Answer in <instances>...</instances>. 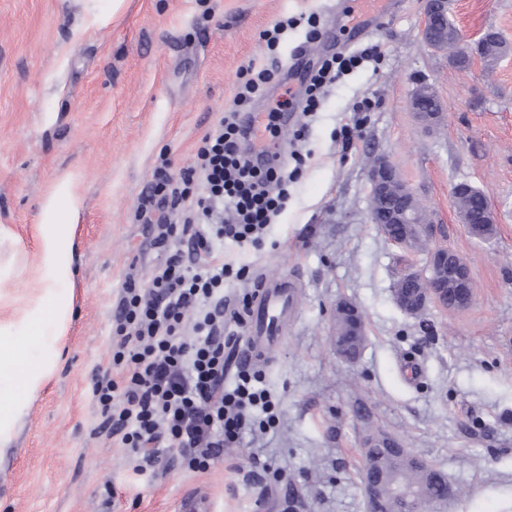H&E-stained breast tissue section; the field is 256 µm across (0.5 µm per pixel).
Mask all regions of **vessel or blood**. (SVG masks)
Segmentation results:
<instances>
[{
	"instance_id": "obj_1",
	"label": "vessel or blood",
	"mask_w": 512,
	"mask_h": 512,
	"mask_svg": "<svg viewBox=\"0 0 512 512\" xmlns=\"http://www.w3.org/2000/svg\"><path fill=\"white\" fill-rule=\"evenodd\" d=\"M295 305V290L286 279L260 278L247 314L248 336L241 349L244 361L254 364L269 358L283 341Z\"/></svg>"
}]
</instances>
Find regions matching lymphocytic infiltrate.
Here are the masks:
<instances>
[{
	"instance_id": "obj_1",
	"label": "lymphocytic infiltrate",
	"mask_w": 512,
	"mask_h": 512,
	"mask_svg": "<svg viewBox=\"0 0 512 512\" xmlns=\"http://www.w3.org/2000/svg\"><path fill=\"white\" fill-rule=\"evenodd\" d=\"M378 59L371 46L324 60L305 87L306 112L318 108L325 87L346 70ZM277 64H248L237 73L230 107L196 147L179 176L166 167L135 212L160 261L146 278L127 275L112 318L110 368L92 391L100 427L118 437L136 471L177 451L188 470L205 472L245 432L276 422L277 398L260 372L242 366L232 387L224 343V283L242 280L245 267L224 259V243L261 249L269 224L288 202L293 173L253 165L241 143L249 139L241 109L278 76Z\"/></svg>"
}]
</instances>
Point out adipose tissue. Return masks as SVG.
<instances>
[{
	"label": "adipose tissue",
	"mask_w": 512,
	"mask_h": 512,
	"mask_svg": "<svg viewBox=\"0 0 512 512\" xmlns=\"http://www.w3.org/2000/svg\"><path fill=\"white\" fill-rule=\"evenodd\" d=\"M82 199L70 176L59 177L41 203L37 246L29 259L0 262V281L34 278L39 290L15 299L0 290V460L15 447L27 410L58 368L72 309L63 297L74 274L73 235L61 233Z\"/></svg>",
	"instance_id": "ef3b65f1"
}]
</instances>
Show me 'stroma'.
I'll return each instance as SVG.
<instances>
[{"instance_id": "obj_1", "label": "stroma", "mask_w": 512, "mask_h": 512, "mask_svg": "<svg viewBox=\"0 0 512 512\" xmlns=\"http://www.w3.org/2000/svg\"><path fill=\"white\" fill-rule=\"evenodd\" d=\"M423 8L424 0H390L357 37L348 22L359 0H125L111 24L79 34L82 0H0V225L32 242L40 203L63 174L83 199L60 367L0 464V512H176L190 489L214 512H366L360 448L377 429L447 473L460 493L446 512H512V0H448L464 47L475 50L492 29L507 49L495 65L466 71L425 43ZM311 13L319 40L289 30L280 81L252 111L290 93L288 109L298 111L306 72L332 54L375 45L382 62L327 86L303 141L284 126L277 163L295 148L308 155L286 210L262 250L224 245L226 261L250 269L226 283L233 302H251L264 275L300 289L282 345L260 368L279 423L225 449L207 472L174 455L138 474L100 430L91 394L109 365L124 277L147 274L156 259L134 213L159 156L168 155L171 174L187 167L231 104L238 70L264 60L261 32ZM301 44L306 52L295 56ZM422 83L444 111L431 132L410 109ZM365 96L377 108L362 123L353 107ZM354 123L360 137L342 150L339 131ZM379 155L423 206L434 242L466 261L475 287L467 309L433 307L418 320L394 303L395 281L407 267L424 269L427 252H401L369 221L368 168ZM460 182L487 197L492 237L460 224L450 199ZM342 298L366 323L353 362L334 346ZM406 361L421 363V378L404 377Z\"/></svg>"}]
</instances>
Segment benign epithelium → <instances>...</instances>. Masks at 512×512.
Segmentation results:
<instances>
[{"instance_id": "obj_1", "label": "benign epithelium", "mask_w": 512, "mask_h": 512, "mask_svg": "<svg viewBox=\"0 0 512 512\" xmlns=\"http://www.w3.org/2000/svg\"><path fill=\"white\" fill-rule=\"evenodd\" d=\"M410 107L416 121L427 131L436 129L444 119V113L425 109L413 92ZM371 219L380 225L381 233L393 245L410 250L414 239L405 234L404 227L419 228V238L430 242L432 224L420 207L416 197L401 180L395 167L384 158L377 159L369 171ZM466 230L474 237H482L484 224L495 223L490 204H485L482 223L472 222L470 216L459 215ZM474 299V287L470 270L463 258L443 245L434 244L428 250L427 270L421 273L409 270L405 279L397 280L393 288L395 304L406 314L419 317L432 305L446 310H463ZM364 336L365 323L359 307L349 300H340L334 311V336ZM374 462L364 459L363 478L366 501H371L377 483ZM398 498V512H418L419 504L413 493L400 487L393 488Z\"/></svg>"}]
</instances>
